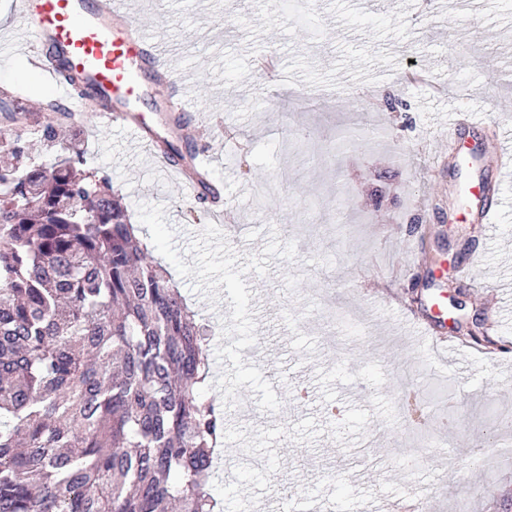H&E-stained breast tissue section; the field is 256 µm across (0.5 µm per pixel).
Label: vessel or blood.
<instances>
[{
  "label": "vessel or blood",
  "instance_id": "obj_1",
  "mask_svg": "<svg viewBox=\"0 0 512 512\" xmlns=\"http://www.w3.org/2000/svg\"><path fill=\"white\" fill-rule=\"evenodd\" d=\"M12 8L23 23L31 62L39 67L54 58L68 74V81H56L55 94L69 111L93 108L106 121L129 123L191 199L205 198L208 158L201 154L189 164H177L163 142L134 117L153 84L177 85L164 106L173 116L191 111L193 104L187 85L177 84L165 63L164 44L134 23L126 0H12Z\"/></svg>",
  "mask_w": 512,
  "mask_h": 512
}]
</instances>
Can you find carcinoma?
I'll return each instance as SVG.
<instances>
[{"mask_svg": "<svg viewBox=\"0 0 512 512\" xmlns=\"http://www.w3.org/2000/svg\"><path fill=\"white\" fill-rule=\"evenodd\" d=\"M0 139V512H218L195 313L80 149Z\"/></svg>", "mask_w": 512, "mask_h": 512, "instance_id": "1", "label": "carcinoma"}]
</instances>
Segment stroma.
<instances>
[{"label": "stroma", "mask_w": 512, "mask_h": 512, "mask_svg": "<svg viewBox=\"0 0 512 512\" xmlns=\"http://www.w3.org/2000/svg\"><path fill=\"white\" fill-rule=\"evenodd\" d=\"M136 21L189 75L196 111L182 129L140 113L160 137L209 156L238 233L217 226L121 124L40 110L54 88L31 71L10 0H0V91L27 89L16 121L30 158L70 138L107 173L173 283L205 326L224 414L210 483L224 512H279V488L316 512H378L429 493L432 512H512V171L496 136L512 133V0H130ZM274 52L281 78L254 67ZM426 84L406 82L410 65ZM459 149L444 140L457 113ZM59 128L57 145L42 137ZM498 181L493 223H471L472 184ZM442 279H434L436 262ZM467 275H458V267ZM440 299L485 340L417 335ZM406 378L452 436L411 422ZM256 407V418L236 411Z\"/></svg>", "instance_id": "35a3bbf8"}]
</instances>
